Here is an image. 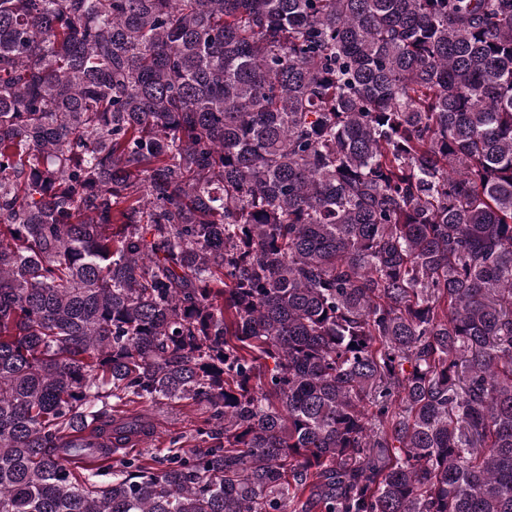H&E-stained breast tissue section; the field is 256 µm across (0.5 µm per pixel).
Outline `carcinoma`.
<instances>
[{"instance_id":"cac0c4a2","label":"carcinoma","mask_w":512,"mask_h":512,"mask_svg":"<svg viewBox=\"0 0 512 512\" xmlns=\"http://www.w3.org/2000/svg\"><path fill=\"white\" fill-rule=\"evenodd\" d=\"M0 512H512V0H0ZM130 409L135 414L144 413L154 422V432L145 444L139 443L134 448H120L112 454V459L107 463L112 468L87 467L86 476L97 485L103 486L112 481V470L118 469L123 460L133 456L139 457L143 463L154 466V461H162L171 455L176 449L184 451L204 450L205 444L196 437L195 429L209 416L208 409L192 401H181L178 404L161 405L153 401L143 399L139 403L132 404ZM173 440L178 441L173 444ZM102 467V468H101ZM92 476V477H91Z\"/></svg>"}]
</instances>
